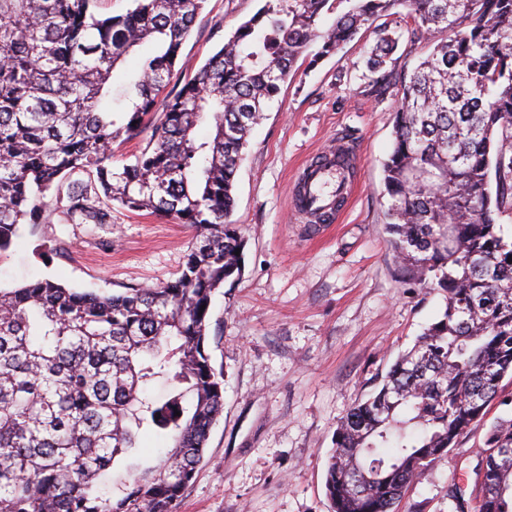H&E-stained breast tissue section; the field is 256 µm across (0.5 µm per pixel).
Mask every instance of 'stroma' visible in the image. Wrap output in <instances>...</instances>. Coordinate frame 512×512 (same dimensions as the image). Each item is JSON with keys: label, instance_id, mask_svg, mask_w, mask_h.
Returning <instances> with one entry per match:
<instances>
[{"label": "stroma", "instance_id": "stroma-1", "mask_svg": "<svg viewBox=\"0 0 512 512\" xmlns=\"http://www.w3.org/2000/svg\"><path fill=\"white\" fill-rule=\"evenodd\" d=\"M262 0H208L182 48L203 64ZM392 64L410 72L429 51L411 40L404 14ZM367 32L338 54L298 59L254 128L240 163L233 219L247 245L241 278L214 292L206 351L223 374L224 411L176 512H331L324 473L338 420L369 394L444 309L440 291L404 282L384 224L383 162L394 139L397 96L378 97L365 78ZM359 155L336 221L313 232L290 210L293 183L336 137ZM65 191L40 224L23 225L0 252V286L36 278L111 295L178 276L193 242L186 224L113 207L108 224H70ZM512 417V378L481 422L433 460L397 512H452L448 487L476 495L472 469L490 424Z\"/></svg>", "mask_w": 512, "mask_h": 512}]
</instances>
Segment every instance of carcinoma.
Here are the masks:
<instances>
[{
	"label": "carcinoma",
	"instance_id": "1",
	"mask_svg": "<svg viewBox=\"0 0 512 512\" xmlns=\"http://www.w3.org/2000/svg\"><path fill=\"white\" fill-rule=\"evenodd\" d=\"M132 2L102 17L97 0H0V252L62 175L75 224L112 223L117 201L196 229L179 275L156 287L0 289V512H175L224 410L205 343L213 293L242 271L231 216L248 136L311 43L333 55L402 8L433 49L407 81L387 68L394 33L377 30L368 53L373 92L399 96L386 230L401 277L442 291L445 308L340 420L325 472L333 512H393L512 375V0H351L340 13L343 0H264L176 81L206 0ZM131 54L116 109L113 72ZM142 140L114 169L113 145ZM154 378L170 385L163 400L146 394ZM146 431L171 448L127 463ZM503 448L512 417L486 433L477 512H512Z\"/></svg>",
	"mask_w": 512,
	"mask_h": 512
}]
</instances>
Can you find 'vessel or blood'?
<instances>
[{
	"label": "vessel or blood",
	"instance_id": "b4317fda",
	"mask_svg": "<svg viewBox=\"0 0 512 512\" xmlns=\"http://www.w3.org/2000/svg\"><path fill=\"white\" fill-rule=\"evenodd\" d=\"M357 163L358 155L349 141L330 144L325 154L310 164L312 177L302 197L293 200L298 217L309 223H332L336 218V195L343 192L342 182Z\"/></svg>",
	"mask_w": 512,
	"mask_h": 512
}]
</instances>
